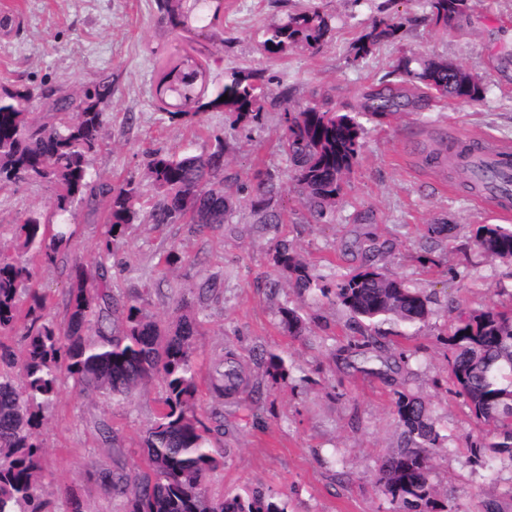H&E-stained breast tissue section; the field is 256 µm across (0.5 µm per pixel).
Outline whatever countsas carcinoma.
Instances as JSON below:
<instances>
[{
  "label": "carcinoma",
  "mask_w": 512,
  "mask_h": 512,
  "mask_svg": "<svg viewBox=\"0 0 512 512\" xmlns=\"http://www.w3.org/2000/svg\"><path fill=\"white\" fill-rule=\"evenodd\" d=\"M187 0H161V19H180ZM423 20L448 27L467 10V0H424ZM404 18L386 14L372 19L368 31L354 43L350 62L369 56L383 41L401 37ZM330 32L319 8L292 13L266 32L264 50L279 54L298 45L317 47ZM197 65L174 67L160 79L161 102L173 96L180 107L171 119L189 114L187 108L222 109L231 126L260 123L270 96L254 72L230 74L224 90L202 101L196 91ZM398 82L369 94L365 109L381 121L404 105L412 86L423 93L477 102L482 88L462 68L443 61L404 57L395 68ZM228 96L221 102L219 98ZM112 102V81L104 78L76 93L54 96L30 88L0 87V183L39 181L55 187L52 213L44 217L24 212L17 217L15 253L0 250V335L24 330L26 354L21 384L0 370V512H44L41 461L43 443L36 429L44 407L56 397L61 372L84 389L117 401L130 398L155 377L165 395L142 440L145 455L136 472L107 476L112 490L124 497L123 512H288V500L252 490L246 495L212 498L210 475L224 464V449L216 448L211 429L201 420L194 354L197 312L182 298L168 320H158L145 307L144 294H117L110 287L107 262L114 245L131 224H194L208 228L229 223L235 201L224 182V137L213 136L205 153L176 156L159 150L147 154L142 178L154 188L146 207L139 203V181L131 176L112 184L90 172V157L100 147L106 108ZM364 129L351 112L323 109L317 104L283 107L280 147L292 166V180L301 201L316 223L332 220L336 201L344 194L346 176L364 146ZM260 224H280L271 202L281 185L269 171L253 172L249 185ZM110 198L100 260L70 270L64 292L66 322L45 318L46 301L33 287L30 258L52 266L65 255L75 230L57 218L73 215L79 206L91 208L99 197ZM487 256L512 263V227L481 224L474 235ZM271 260L301 293L319 296L345 308L356 325L344 351H384L383 325H423L433 314L432 295L390 277L372 265L362 266L329 285L311 272L293 244L277 240ZM280 325L296 338L306 329L295 308L279 310ZM448 392L464 398L477 423L486 427L470 442L472 463L483 467L495 459L512 470V307L474 310L460 316L448 337ZM262 377L278 385L288 382L289 369L277 354L260 361ZM245 375L232 353L210 375L216 400L234 404ZM400 444L388 451L376 469V487L392 512H468L448 508L431 474L449 436L441 433L432 410L409 390L393 399Z\"/></svg>",
  "instance_id": "1"
}]
</instances>
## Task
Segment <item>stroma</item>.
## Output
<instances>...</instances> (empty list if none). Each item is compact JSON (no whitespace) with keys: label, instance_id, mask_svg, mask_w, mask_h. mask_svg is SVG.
<instances>
[{"label":"stroma","instance_id":"stroma-1","mask_svg":"<svg viewBox=\"0 0 512 512\" xmlns=\"http://www.w3.org/2000/svg\"><path fill=\"white\" fill-rule=\"evenodd\" d=\"M215 2L218 19L193 13L173 27L160 22L157 0H0V17L12 20L0 29V86L72 93L101 73L111 74L112 102L92 173L117 184L141 175L152 150L199 154L220 133L230 185L242 184L256 168L270 169L283 185L273 203L280 225L258 224L248 194L240 193L229 224L200 232L188 224H134L115 248L116 292H146L148 310L160 318L170 316L179 299L196 302L203 280L217 281V296L198 315L203 412L214 406L206 385L225 351L237 354L246 376L261 386L257 398L241 393L212 435L224 465L210 477V494L219 499L258 489L287 498L288 512H390L374 488V473L399 441L392 399L406 388L431 402L452 437L432 473L441 499L467 503L471 512L493 500L512 512V472L494 474L470 463L467 444L481 427L440 384L448 366L443 339L449 322L462 310L512 302V264L484 256L473 243L477 225H512V213L480 207L448 167L449 139L512 144V0H470L465 16L444 31L426 25L421 0ZM312 4L331 27L324 45L267 54L265 31ZM382 11L405 18L401 39L380 43L350 63L353 42ZM404 56L461 67L480 83L482 99L469 104L431 96L381 123L362 114L364 93L391 83L393 66ZM186 61L203 67L208 99L235 71L269 80L272 94L260 124L230 130L220 109L169 120L156 85L166 68ZM314 102L358 113L364 127L362 155L329 224L312 221L280 148L284 104ZM54 193L43 182L0 185L1 249L12 248L18 214L49 213ZM106 210L103 202L93 211L79 208L70 251L55 266L35 267L36 285L56 323L65 320L62 292L70 267L97 257ZM367 212L374 217L369 226L360 222ZM430 224L448 225L447 237H427ZM280 239L328 280L369 260L433 294L434 313L422 329H387L389 352L412 350L408 366L386 378L360 372L342 351L353 334L349 312L289 288L269 259ZM172 250L182 261L171 269L164 258ZM286 305L304 315V336H288L281 328L278 310ZM269 353L286 361L288 383L261 385L258 361ZM163 392L156 380L116 403L62 379L40 418L46 512H71L75 499L82 512H122V498L100 474L140 465L141 438Z\"/></svg>","mask_w":512,"mask_h":512}]
</instances>
